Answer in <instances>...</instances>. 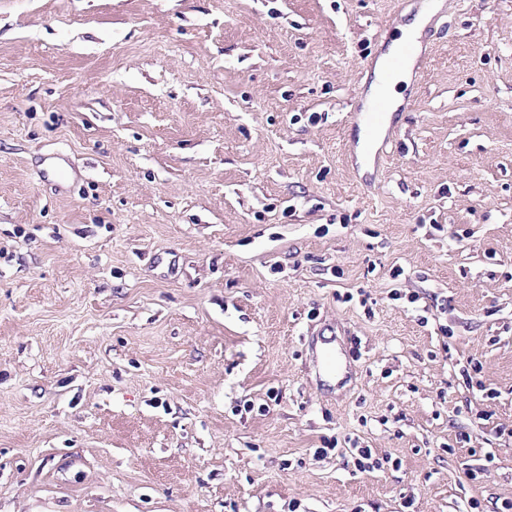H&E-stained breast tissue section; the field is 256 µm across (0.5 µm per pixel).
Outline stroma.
<instances>
[{
  "mask_svg": "<svg viewBox=\"0 0 512 512\" xmlns=\"http://www.w3.org/2000/svg\"><path fill=\"white\" fill-rule=\"evenodd\" d=\"M507 501L512 0H0V512Z\"/></svg>",
  "mask_w": 512,
  "mask_h": 512,
  "instance_id": "35a3bbf8",
  "label": "stroma"
}]
</instances>
